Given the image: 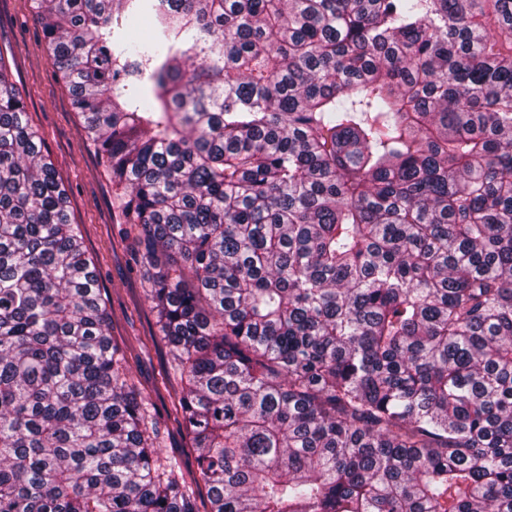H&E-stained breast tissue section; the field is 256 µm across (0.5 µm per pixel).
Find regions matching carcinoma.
<instances>
[{
	"label": "carcinoma",
	"instance_id": "cac0c4a2",
	"mask_svg": "<svg viewBox=\"0 0 512 512\" xmlns=\"http://www.w3.org/2000/svg\"><path fill=\"white\" fill-rule=\"evenodd\" d=\"M141 230L207 512H512V0H33ZM0 57V512H198Z\"/></svg>",
	"mask_w": 512,
	"mask_h": 512
}]
</instances>
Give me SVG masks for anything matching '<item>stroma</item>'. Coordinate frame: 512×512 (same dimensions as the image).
<instances>
[{"label":"stroma","instance_id":"1","mask_svg":"<svg viewBox=\"0 0 512 512\" xmlns=\"http://www.w3.org/2000/svg\"><path fill=\"white\" fill-rule=\"evenodd\" d=\"M32 5V0H0L5 74L21 90L29 121L69 191L72 219L98 270L112 341L124 352L129 381L147 401L160 429L161 454L181 461L183 477L196 491L199 512H207L206 488L195 472L193 452L174 421L180 375L147 298L139 232L121 220L112 176L100 163L83 118L72 109L70 95L56 76Z\"/></svg>","mask_w":512,"mask_h":512}]
</instances>
